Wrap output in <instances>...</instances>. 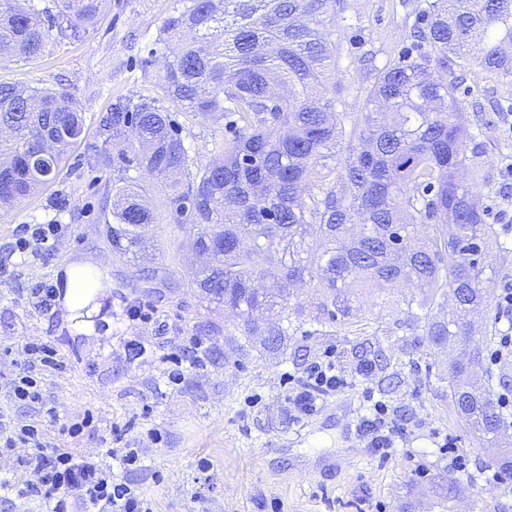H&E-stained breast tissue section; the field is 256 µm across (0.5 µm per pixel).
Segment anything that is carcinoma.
<instances>
[{
  "instance_id": "1",
  "label": "carcinoma",
  "mask_w": 512,
  "mask_h": 512,
  "mask_svg": "<svg viewBox=\"0 0 512 512\" xmlns=\"http://www.w3.org/2000/svg\"><path fill=\"white\" fill-rule=\"evenodd\" d=\"M105 0H0V60L33 62L50 40L78 39ZM158 44L178 41L155 75L156 95L121 97L97 121L91 174L119 164L168 191L173 222L191 227L201 268L184 284L224 304L243 336L284 346L290 286L317 284V310L344 323L355 305L401 285L403 304L434 350L448 351V388L469 431L512 477L497 447L512 417L486 387L470 390L483 349L467 344L469 316L488 306L498 272L484 250L498 242L477 189L489 181L468 155L477 138L448 74L473 65L512 81V0H419L413 53L375 69L361 112L338 110L336 22L348 0H175ZM189 121L224 123L220 157L195 163L169 106ZM85 119L65 91L0 83V210L56 181ZM102 219L112 254L127 258L156 237V212L136 178L112 182ZM261 279L275 292L256 287ZM280 313L261 325L253 314Z\"/></svg>"
}]
</instances>
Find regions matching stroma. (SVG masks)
I'll return each mask as SVG.
<instances>
[{
	"instance_id": "35a3bbf8",
	"label": "stroma",
	"mask_w": 512,
	"mask_h": 512,
	"mask_svg": "<svg viewBox=\"0 0 512 512\" xmlns=\"http://www.w3.org/2000/svg\"><path fill=\"white\" fill-rule=\"evenodd\" d=\"M175 0H106L101 23L76 41L50 42L33 63H0V82L22 87L66 90L84 112L85 134L58 180L40 195L0 213V282L26 289L58 287L76 257L107 260L103 278L107 316H94L92 335L80 332L63 305L38 312L24 301L0 299V348L27 340L53 341L67 363L49 377L44 390L59 415L93 414L97 425L79 445L98 451L121 443L137 449L141 462L116 469L117 478L144 491L154 512H512V487L491 479L495 458L456 414L448 391L445 353L420 344L402 313L405 288L364 305L350 324L315 321L319 289L297 287L288 305V336L283 351L260 341L244 343L240 328L224 332L223 309L186 289L192 272L188 233L174 228L167 195L157 181L138 182L159 216V245L171 257L170 281L144 284L154 269L151 257L116 258L102 235L99 215L111 205L115 167L90 175L85 155L97 141V118L117 97L153 92L152 78L163 61L155 39ZM416 0H350L336 23L338 52L330 85L342 89L343 109L363 108V88L374 75L362 62L376 54L377 65L412 42ZM460 97L469 124L483 136L469 146L490 174L479 191L489 215H512V85L479 67L464 76ZM179 133L195 162L209 163L223 136L211 122H183ZM24 224L58 225L57 248L31 256L16 250ZM156 305L164 328L139 334L148 358L130 360L123 338L131 328L126 304ZM208 348L206 369L185 372L180 384L166 382L159 358L180 336L199 334ZM333 352L346 374L361 359L373 360L368 382L327 397L303 423L288 422L287 375L298 374L324 352ZM383 402L399 429L391 458L368 448L358 430L369 400ZM158 429L159 443L146 438ZM455 439L469 460L457 474L439 451L444 437ZM210 468L200 471V458ZM163 483H156V475ZM459 476L460 493L444 498L441 487Z\"/></svg>"
}]
</instances>
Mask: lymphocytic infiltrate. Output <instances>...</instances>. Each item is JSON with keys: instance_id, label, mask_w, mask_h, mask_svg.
Segmentation results:
<instances>
[{"instance_id": "obj_1", "label": "lymphocytic infiltrate", "mask_w": 512, "mask_h": 512, "mask_svg": "<svg viewBox=\"0 0 512 512\" xmlns=\"http://www.w3.org/2000/svg\"><path fill=\"white\" fill-rule=\"evenodd\" d=\"M17 350L24 357L25 368L0 385V451L24 449L19 463L30 479L19 485L1 476L0 498L36 501L47 505L48 512H153L151 499L142 491L112 477L113 463L127 467L138 463L137 450L108 448L94 454L77 448V441L94 422L93 415L75 414L60 420L54 406L45 402L46 380L64 368L56 348L35 339L18 345ZM206 360L203 343L194 336L182 339L179 352L161 358L167 378L174 384L183 378L185 367L200 368ZM288 382V417L294 424L317 412L326 397L351 385L330 354L309 363L301 375L289 376ZM20 404L31 407V414H17L15 408ZM54 430L69 437L71 447L51 444ZM360 430L369 447L390 457L396 427L385 404L371 405Z\"/></svg>"}]
</instances>
